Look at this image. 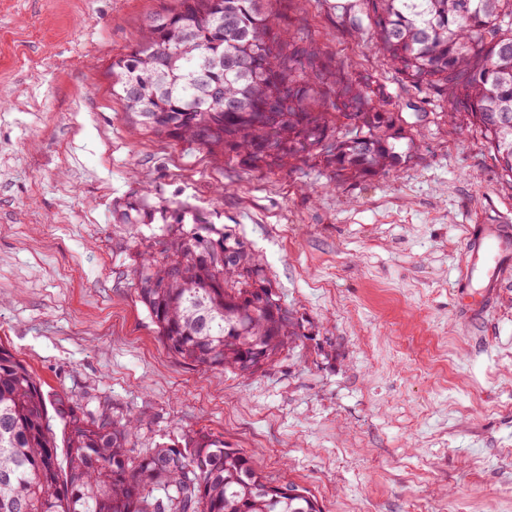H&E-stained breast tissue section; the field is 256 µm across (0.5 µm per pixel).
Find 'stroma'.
Returning a JSON list of instances; mask_svg holds the SVG:
<instances>
[{"label":"stroma","instance_id":"obj_1","mask_svg":"<svg viewBox=\"0 0 512 512\" xmlns=\"http://www.w3.org/2000/svg\"><path fill=\"white\" fill-rule=\"evenodd\" d=\"M337 0H279L292 34L383 86L412 139L385 173L250 172L134 127L111 65L179 0H0V343L49 394L146 418L145 450L207 431L322 512H512V275L463 316L467 228L512 225L483 136L401 80ZM210 213L304 324L243 378L159 341L117 253L126 203Z\"/></svg>","mask_w":512,"mask_h":512}]
</instances>
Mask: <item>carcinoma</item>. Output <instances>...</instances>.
I'll use <instances>...</instances> for the list:
<instances>
[{
	"label": "carcinoma",
	"mask_w": 512,
	"mask_h": 512,
	"mask_svg": "<svg viewBox=\"0 0 512 512\" xmlns=\"http://www.w3.org/2000/svg\"><path fill=\"white\" fill-rule=\"evenodd\" d=\"M337 9L344 31H369L402 79L446 101L448 119L474 127L512 179V0H345ZM111 74L132 121L250 171L310 162L354 180L403 160L406 134L383 88L291 37L271 0H181L146 17ZM361 116L363 130L350 129ZM119 223L147 227L120 256L169 353L245 376L299 347L303 324L239 237L180 204L133 201ZM143 422L44 393L0 343V512H321L310 491L290 483L281 492L201 431L137 451Z\"/></svg>",
	"instance_id": "cac0c4a2"
}]
</instances>
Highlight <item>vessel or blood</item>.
<instances>
[{"label": "vessel or blood", "instance_id": "vessel-or-blood-1", "mask_svg": "<svg viewBox=\"0 0 512 512\" xmlns=\"http://www.w3.org/2000/svg\"><path fill=\"white\" fill-rule=\"evenodd\" d=\"M466 261L461 275L467 285L477 286V299L467 305L469 316L482 315L498 288L512 274V226L470 225L465 243Z\"/></svg>", "mask_w": 512, "mask_h": 512}]
</instances>
